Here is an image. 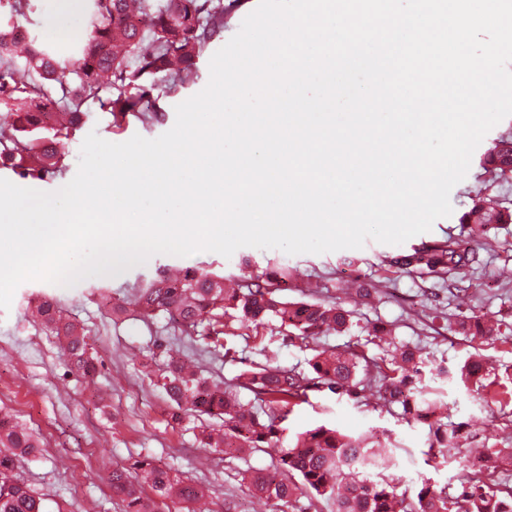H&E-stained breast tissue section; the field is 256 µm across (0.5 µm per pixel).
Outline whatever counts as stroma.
Listing matches in <instances>:
<instances>
[{
	"label": "stroma",
	"instance_id": "35a3bbf8",
	"mask_svg": "<svg viewBox=\"0 0 512 512\" xmlns=\"http://www.w3.org/2000/svg\"><path fill=\"white\" fill-rule=\"evenodd\" d=\"M257 3L225 0L224 26L198 59L193 79L182 86L158 82L150 98L141 103V110L156 111V119H130L125 130L116 133L107 108L98 100H89L84 106L85 124L65 146L60 174L22 181L2 168L0 178L53 192L76 175L81 145L89 133L122 143L136 135L154 139L170 130L176 105L205 88L211 57L237 33ZM488 188L512 204V177L497 178L471 165L451 192L452 215L400 245L370 240L360 249L299 255L242 247L228 258L214 252L187 257L159 254L104 282L90 277L70 287L41 280L22 283L10 308H0V417L26 425L42 441L40 455L21 462V475L42 495L46 512H121L107 477L112 469L147 456L160 467L207 485L208 512H224L228 505L234 512H276L272 503L251 495L241 484L244 470L271 468L272 455L262 449L240 458L212 454L196 439L209 417L189 413L181 421L172 420L170 401L156 385L172 359L193 360L201 375L229 386L241 371L256 363L305 368L317 350L352 349L383 356L384 349L373 334L387 330L395 342L422 347L432 362L451 369L480 353L497 367V383L511 388L512 377L504 369L512 366V335L476 350L452 326L460 313L470 311L512 325V277L502 275L503 269L512 270V223L492 227L476 247L478 264L450 272L448 278L423 276L400 263L403 256L422 247L465 242L458 217L472 197ZM244 258L259 272L271 262L291 266L295 276L285 298L337 302L352 311L351 330L291 341L278 322L271 320L256 328L234 329L216 347L168 324L164 317L146 322L137 319L138 287L158 270L194 267L235 276ZM361 283L377 286V295L368 300L356 296L352 288ZM99 285L121 300L127 309L125 316L114 318L103 308L95 292ZM44 294L56 296L63 313L86 329L96 364L93 378L72 369L54 336L32 317V303ZM431 386L443 393L451 421L479 430L481 446L512 448V413L485 407L476 392L453 383L438 379ZM322 423L338 425L372 443L392 441L394 464L387 474L400 489H415L425 480L456 487L462 480L459 461L428 460L425 428L403 420L399 408L383 407L375 392L366 393L355 404L326 390L309 391L306 402L293 408L285 426L292 435Z\"/></svg>",
	"mask_w": 512,
	"mask_h": 512
}]
</instances>
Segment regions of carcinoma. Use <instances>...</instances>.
I'll list each match as a JSON object with an SVG mask.
<instances>
[{
	"instance_id": "cac0c4a2",
	"label": "carcinoma",
	"mask_w": 512,
	"mask_h": 512,
	"mask_svg": "<svg viewBox=\"0 0 512 512\" xmlns=\"http://www.w3.org/2000/svg\"><path fill=\"white\" fill-rule=\"evenodd\" d=\"M92 10L83 29L70 34L79 55L58 54L54 45L33 37L22 65L14 63L17 26H0V104L17 103L12 123L0 126V166H10L20 178L41 179L61 168L56 143L67 139L83 123L82 106L100 94L120 87L129 96L106 102L114 126L137 111L139 100L159 81L174 76L183 83L192 74L195 58L204 51L214 30L224 23L223 0H91ZM32 0H0L16 18L26 16ZM150 40L152 53H139ZM49 83L55 97L40 99ZM52 108L66 113L65 123L49 124L44 114ZM481 168L496 176H512V141L502 140L483 155ZM512 221V208L491 193L472 198L459 218L469 240L476 242L488 226ZM474 260V253L458 242L417 250L403 264L419 272L447 273ZM293 279L286 265L269 266L232 287L216 272L187 268L176 277L158 276L139 287V317L158 313L178 327L217 339L227 329L257 327L277 319L289 339L315 338L351 329V313L334 303L288 301L280 292ZM32 314L64 339V354L72 366L91 378L96 371L84 328L64 317L59 303L44 297ZM504 323L483 315H463L456 331L481 346L504 331ZM386 356L376 360L355 350H321L308 361L309 371L281 365H258L239 375L237 387L249 390L264 404L262 412H248L230 389L211 384L205 377L174 361L161 376V387L179 409H189L224 422V433L204 428L199 442L214 453L235 456L253 448H276L273 469H254L243 476L255 496L283 507H294L305 494L320 498L332 512H512V487H502L484 469L480 458L464 454L461 439L465 423L445 419L440 395L425 383V374L437 379H458L477 391L490 408L512 401V391L489 380L485 360L477 355L456 371L431 363L419 348L389 343ZM355 403L363 392L376 390L383 406L401 408L409 423L427 426V455L436 458L453 450L467 470L460 487L422 483L414 494L400 492L384 474L393 455L340 427L325 425L306 429L287 439L282 423L297 402L313 388ZM39 440L20 424L0 418V512H45L43 499L15 473L23 456L39 452ZM112 493L123 512H157L155 499L172 496L194 504L207 495L206 487L156 465L149 458L128 468H115L109 476Z\"/></svg>"
}]
</instances>
